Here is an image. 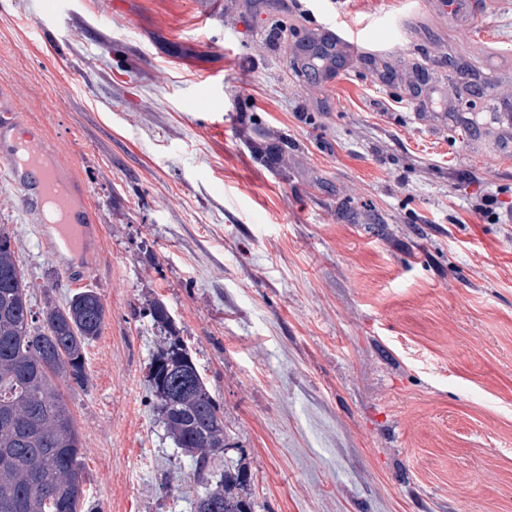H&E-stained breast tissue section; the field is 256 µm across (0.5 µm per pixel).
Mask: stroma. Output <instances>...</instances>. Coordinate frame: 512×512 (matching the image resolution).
<instances>
[{"label":"stroma","instance_id":"obj_1","mask_svg":"<svg viewBox=\"0 0 512 512\" xmlns=\"http://www.w3.org/2000/svg\"><path fill=\"white\" fill-rule=\"evenodd\" d=\"M473 2L463 33L444 0H0V93L91 233L63 263L4 177L0 227L35 306L107 308L63 390L93 512L191 509L157 302L253 512H512V129L483 120L512 103V0Z\"/></svg>","mask_w":512,"mask_h":512}]
</instances>
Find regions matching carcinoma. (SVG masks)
I'll return each instance as SVG.
<instances>
[{
    "label": "carcinoma",
    "instance_id": "1",
    "mask_svg": "<svg viewBox=\"0 0 512 512\" xmlns=\"http://www.w3.org/2000/svg\"><path fill=\"white\" fill-rule=\"evenodd\" d=\"M31 302L11 236L0 228V512H84L81 441L57 380L89 383L86 348L106 317L92 289L56 304ZM154 409L202 488L192 512H253L248 472L224 456V411L174 332L151 364Z\"/></svg>",
    "mask_w": 512,
    "mask_h": 512
}]
</instances>
